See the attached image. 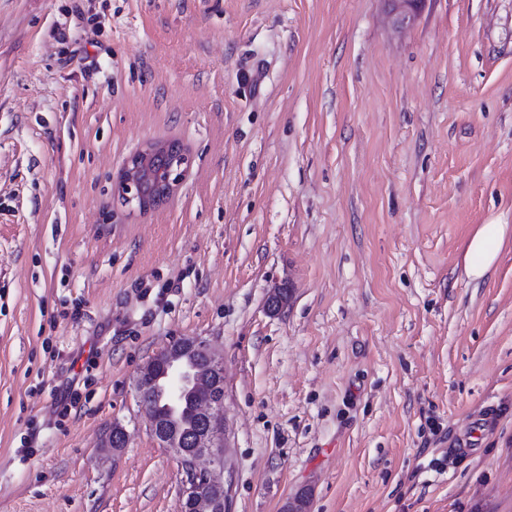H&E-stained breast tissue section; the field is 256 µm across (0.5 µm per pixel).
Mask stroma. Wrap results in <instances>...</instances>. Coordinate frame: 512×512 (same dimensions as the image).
I'll use <instances>...</instances> for the list:
<instances>
[{
    "mask_svg": "<svg viewBox=\"0 0 512 512\" xmlns=\"http://www.w3.org/2000/svg\"><path fill=\"white\" fill-rule=\"evenodd\" d=\"M155 141L191 166L133 213ZM183 337L229 512H512V0H0V512H180L135 380ZM392 5L393 23L397 27L410 25L421 11L426 0H388ZM158 157L169 162L168 181L144 191L146 182L151 179L152 165ZM190 162L187 151L176 142L146 144L128 160L118 175L116 188L122 202L140 213L154 209L172 196ZM507 225L484 224L472 236L465 255V270L472 279H480L495 263Z\"/></svg>",
    "mask_w": 512,
    "mask_h": 512,
    "instance_id": "obj_1",
    "label": "stroma"
}]
</instances>
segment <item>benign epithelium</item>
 <instances>
[{
  "label": "benign epithelium",
  "mask_w": 512,
  "mask_h": 512,
  "mask_svg": "<svg viewBox=\"0 0 512 512\" xmlns=\"http://www.w3.org/2000/svg\"><path fill=\"white\" fill-rule=\"evenodd\" d=\"M393 23L410 25L425 0H389ZM168 160V181L144 190L158 158ZM190 166L187 151L176 142L148 143L134 154L119 173L116 188L122 202L132 210L147 212L170 196ZM139 395L151 387L155 401L140 400L150 432L163 448L180 461L181 500L193 512H215L225 501L231 473L224 463V364L223 358L205 340L184 337L158 353L139 371L135 381ZM195 392L194 414L198 427L187 436L175 421L177 406Z\"/></svg>",
  "instance_id": "obj_1"
}]
</instances>
